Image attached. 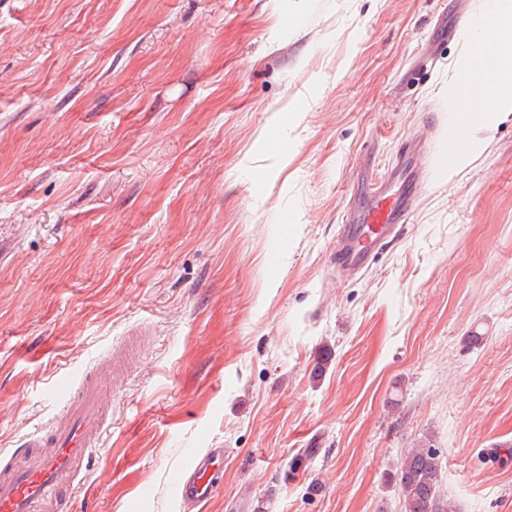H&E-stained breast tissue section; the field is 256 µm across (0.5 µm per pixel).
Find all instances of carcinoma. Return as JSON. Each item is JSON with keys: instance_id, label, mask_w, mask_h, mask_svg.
Returning <instances> with one entry per match:
<instances>
[{"instance_id": "carcinoma-1", "label": "carcinoma", "mask_w": 512, "mask_h": 512, "mask_svg": "<svg viewBox=\"0 0 512 512\" xmlns=\"http://www.w3.org/2000/svg\"><path fill=\"white\" fill-rule=\"evenodd\" d=\"M441 462L436 448H412L397 468L404 512H453L439 493Z\"/></svg>"}]
</instances>
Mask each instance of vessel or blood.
<instances>
[{
    "mask_svg": "<svg viewBox=\"0 0 512 512\" xmlns=\"http://www.w3.org/2000/svg\"><path fill=\"white\" fill-rule=\"evenodd\" d=\"M415 154V147H407L401 164L373 185L368 207L346 215L336 240L338 269L361 272L398 239L417 188ZM54 390L64 401L56 419L26 433L16 448L0 450V512H72L91 481L101 457L97 437L109 425L111 392L101 374L91 372L58 382ZM223 467L222 451L191 455L174 478L175 496L195 505L207 502Z\"/></svg>",
    "mask_w": 512,
    "mask_h": 512,
    "instance_id": "obj_1",
    "label": "vessel or blood"
}]
</instances>
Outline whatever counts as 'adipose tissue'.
Masks as SVG:
<instances>
[{
  "label": "adipose tissue",
  "instance_id": "1",
  "mask_svg": "<svg viewBox=\"0 0 512 512\" xmlns=\"http://www.w3.org/2000/svg\"><path fill=\"white\" fill-rule=\"evenodd\" d=\"M489 14V21L472 25L471 53L489 61L494 81L486 83L481 73H473L453 96L462 108L456 128L470 144L477 143L494 123L512 118V0H492ZM476 99L481 100L482 109H473Z\"/></svg>",
  "mask_w": 512,
  "mask_h": 512
}]
</instances>
